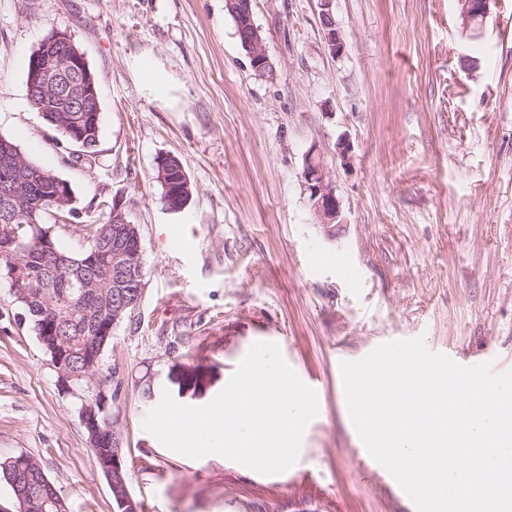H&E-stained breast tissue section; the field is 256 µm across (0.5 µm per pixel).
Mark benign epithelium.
Listing matches in <instances>:
<instances>
[{"label":"benign epithelium","mask_w":512,"mask_h":512,"mask_svg":"<svg viewBox=\"0 0 512 512\" xmlns=\"http://www.w3.org/2000/svg\"><path fill=\"white\" fill-rule=\"evenodd\" d=\"M463 31L482 32L490 13L491 0H458ZM323 31L329 52L338 57L343 54L345 42L332 11V0H321ZM224 9L237 20V36L247 50L253 70L263 75L269 69L263 37L253 19L252 0H224ZM29 98L50 102L47 112H94L97 110L98 90L84 54L75 46L70 35L56 31L46 38L45 46L33 56L27 75ZM334 157L341 165L352 163L350 142L340 137L336 140ZM159 172L167 187L174 189L173 198L188 189L186 176L171 162L160 159ZM302 186L319 223L324 225L343 223L341 201L336 186L330 178L323 149L312 144L304 154L301 173ZM27 181L26 172L17 165L0 174V198L4 203L19 208L15 188ZM112 275L126 281L143 279L142 246L139 236L115 234L112 237ZM52 366L58 382L71 388L77 378L68 366L69 352L65 347L53 345ZM108 396L101 389L93 394V400H83L78 408L82 425L90 432V445L101 446V438L108 435L109 448L99 453V466L105 475L112 495L125 512H140L139 503L132 497L124 479L125 463L120 448V438L115 422L107 410Z\"/></svg>","instance_id":"obj_1"}]
</instances>
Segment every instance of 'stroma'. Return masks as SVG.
<instances>
[{
	"label": "stroma",
	"instance_id": "obj_1",
	"mask_svg": "<svg viewBox=\"0 0 512 512\" xmlns=\"http://www.w3.org/2000/svg\"><path fill=\"white\" fill-rule=\"evenodd\" d=\"M253 0L270 70L257 76L224 0H0V136L67 180L82 225L119 202L137 225L144 293L104 355L128 487L142 512H414L363 452L336 363L423 337L459 364L512 370V0H492L478 42L458 0ZM65 32L101 102L98 156L74 163L30 107L31 52ZM352 147L343 168L339 136ZM318 144L344 221L327 236L301 186ZM192 193L165 209L157 160ZM0 277V459L33 457L69 512H113L108 482L50 357ZM319 380V411L287 471L191 459L142 427L181 364L211 384L258 342ZM322 16L325 19L323 31L325 43L333 56H340L344 52L345 42L332 11V0H321Z\"/></svg>",
	"mask_w": 512,
	"mask_h": 512
}]
</instances>
